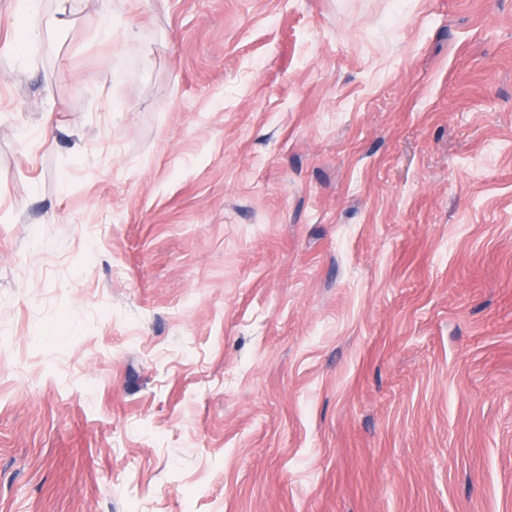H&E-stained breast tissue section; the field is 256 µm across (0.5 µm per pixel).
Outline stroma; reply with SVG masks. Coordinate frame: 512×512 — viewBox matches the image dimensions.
Wrapping results in <instances>:
<instances>
[{
	"mask_svg": "<svg viewBox=\"0 0 512 512\" xmlns=\"http://www.w3.org/2000/svg\"><path fill=\"white\" fill-rule=\"evenodd\" d=\"M68 9L0 0V512H512V0Z\"/></svg>",
	"mask_w": 512,
	"mask_h": 512,
	"instance_id": "obj_1",
	"label": "stroma"
}]
</instances>
